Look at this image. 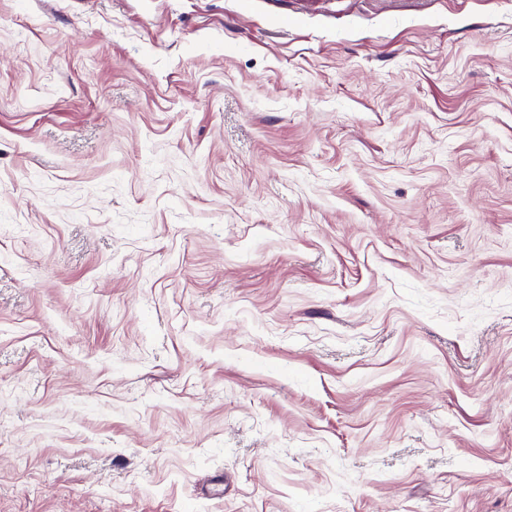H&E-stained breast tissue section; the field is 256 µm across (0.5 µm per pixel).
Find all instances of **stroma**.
I'll list each match as a JSON object with an SVG mask.
<instances>
[{
	"label": "stroma",
	"mask_w": 512,
	"mask_h": 512,
	"mask_svg": "<svg viewBox=\"0 0 512 512\" xmlns=\"http://www.w3.org/2000/svg\"><path fill=\"white\" fill-rule=\"evenodd\" d=\"M0 512H512V0H0Z\"/></svg>",
	"instance_id": "obj_1"
}]
</instances>
